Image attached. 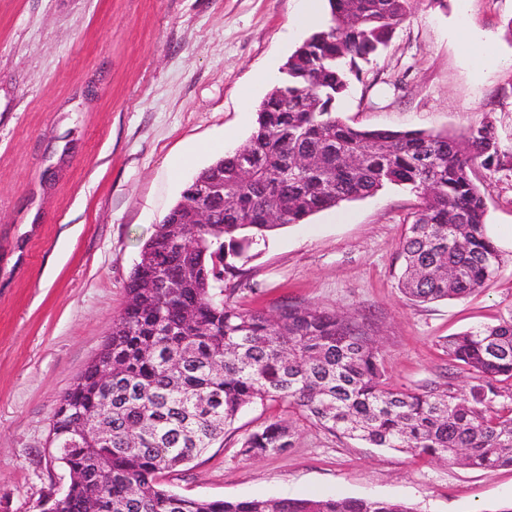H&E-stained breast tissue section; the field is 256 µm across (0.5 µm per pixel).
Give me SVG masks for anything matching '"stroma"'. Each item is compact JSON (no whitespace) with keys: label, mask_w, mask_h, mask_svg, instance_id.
<instances>
[{"label":"stroma","mask_w":512,"mask_h":512,"mask_svg":"<svg viewBox=\"0 0 512 512\" xmlns=\"http://www.w3.org/2000/svg\"><path fill=\"white\" fill-rule=\"evenodd\" d=\"M301 0H0V512H35L61 465L47 441L65 392L125 308L143 243L184 186L241 147L256 109L308 34ZM492 40L477 68L467 32ZM363 129L459 136L493 120L512 153V0H421L340 101ZM485 222L512 229V171L476 167ZM417 196L376 194L271 232L230 280L233 299L287 301L366 319L386 375L422 389L448 365L439 341L512 317V251L472 294L431 303L398 287ZM286 404L245 406L222 441L164 484L206 499L364 498L414 512H499L512 466L492 472L366 448L297 421L291 446L239 453Z\"/></svg>","instance_id":"stroma-1"}]
</instances>
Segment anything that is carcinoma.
I'll use <instances>...</instances> for the list:
<instances>
[{
  "instance_id": "carcinoma-1",
  "label": "carcinoma",
  "mask_w": 512,
  "mask_h": 512,
  "mask_svg": "<svg viewBox=\"0 0 512 512\" xmlns=\"http://www.w3.org/2000/svg\"><path fill=\"white\" fill-rule=\"evenodd\" d=\"M330 20L288 59L284 79L257 109L239 149L210 165L222 183L205 201L211 224L176 203L144 243L126 284L128 302L109 341L55 409L49 447L68 474L62 497L39 512H412L353 498L242 501L173 498L160 478L224 436L240 409L282 401L298 419L368 448L485 471L512 466V319L442 340L448 365L472 375L421 392L391 384L365 323L304 302L274 314L243 311L224 281L267 233L387 184L421 198L400 244L404 297L427 303L467 296L501 258L484 234L486 203L475 165L512 169L486 133L360 129L336 103L362 80L359 62L384 50L418 0H328ZM90 416L95 436L71 447L70 419ZM285 420L267 422L239 448L247 459L290 447Z\"/></svg>"
}]
</instances>
